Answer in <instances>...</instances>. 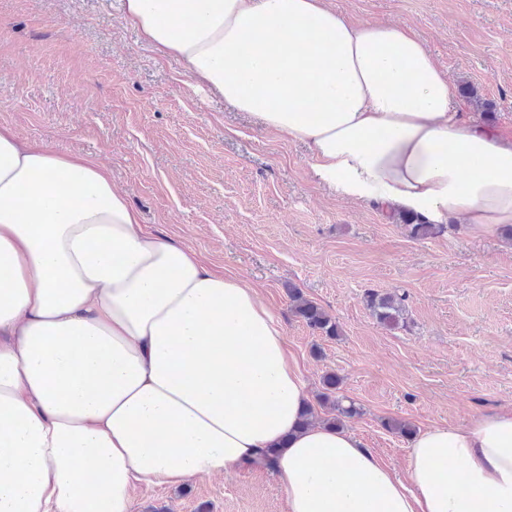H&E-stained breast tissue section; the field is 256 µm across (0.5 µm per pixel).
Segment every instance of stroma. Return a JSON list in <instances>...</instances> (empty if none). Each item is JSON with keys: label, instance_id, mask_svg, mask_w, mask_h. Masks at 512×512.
<instances>
[{"label": "stroma", "instance_id": "35a3bbf8", "mask_svg": "<svg viewBox=\"0 0 512 512\" xmlns=\"http://www.w3.org/2000/svg\"><path fill=\"white\" fill-rule=\"evenodd\" d=\"M357 22L405 24L454 81L463 112L512 126V0H328ZM0 125L106 166L146 229L258 288L281 320L311 398L324 375L362 413L365 447L405 471L416 430L512 407V235L455 223L412 238L386 209L321 184L308 148L194 91L145 44L120 0H0ZM340 327L290 310L289 287ZM405 297L407 328L378 322L368 293ZM130 512H288L263 468L138 484Z\"/></svg>", "mask_w": 512, "mask_h": 512}]
</instances>
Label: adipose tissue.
Masks as SVG:
<instances>
[{
    "mask_svg": "<svg viewBox=\"0 0 512 512\" xmlns=\"http://www.w3.org/2000/svg\"><path fill=\"white\" fill-rule=\"evenodd\" d=\"M344 196L493 233L512 225V141L456 108L407 27L326 0H123ZM309 395L245 280L146 231L103 165L0 126V512H130L135 483L259 465L288 512H512V408L414 435L406 475L354 433L300 427Z\"/></svg>",
    "mask_w": 512,
    "mask_h": 512,
    "instance_id": "obj_1",
    "label": "adipose tissue"
}]
</instances>
